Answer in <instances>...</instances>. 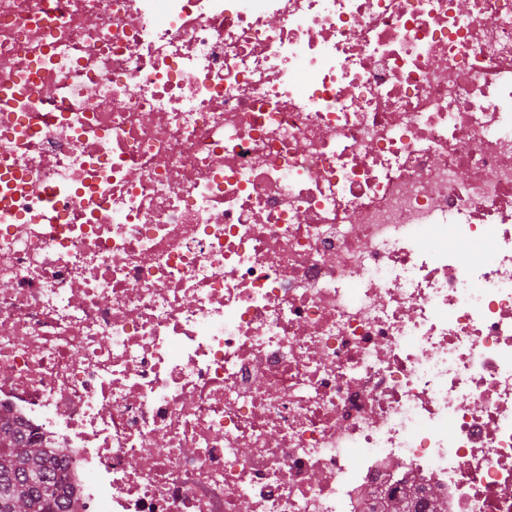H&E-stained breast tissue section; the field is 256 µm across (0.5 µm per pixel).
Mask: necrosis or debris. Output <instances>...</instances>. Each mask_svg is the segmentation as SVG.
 <instances>
[{
    "label": "necrosis or debris",
    "mask_w": 512,
    "mask_h": 512,
    "mask_svg": "<svg viewBox=\"0 0 512 512\" xmlns=\"http://www.w3.org/2000/svg\"><path fill=\"white\" fill-rule=\"evenodd\" d=\"M0 411L82 512H512V0H0ZM399 494H390L381 504V510L372 509L371 512H445L440 494L437 495L428 488L404 487ZM395 505L403 510L397 511ZM426 509V510H424Z\"/></svg>",
    "instance_id": "necrosis-or-debris-1"
}]
</instances>
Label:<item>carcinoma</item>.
<instances>
[{
  "label": "carcinoma",
  "mask_w": 512,
  "mask_h": 512,
  "mask_svg": "<svg viewBox=\"0 0 512 512\" xmlns=\"http://www.w3.org/2000/svg\"><path fill=\"white\" fill-rule=\"evenodd\" d=\"M0 512H79L76 503L61 496L56 457L28 438L0 414ZM371 512H444L440 495L431 488L405 487L391 494L381 510Z\"/></svg>",
  "instance_id": "carcinoma-1"
}]
</instances>
